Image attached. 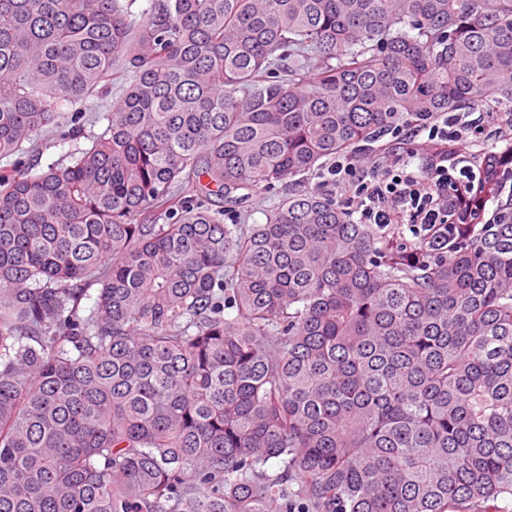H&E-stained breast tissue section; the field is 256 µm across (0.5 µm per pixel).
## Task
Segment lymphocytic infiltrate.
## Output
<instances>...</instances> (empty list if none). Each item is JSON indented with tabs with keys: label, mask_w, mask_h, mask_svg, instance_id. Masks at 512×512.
Returning <instances> with one entry per match:
<instances>
[{
	"label": "lymphocytic infiltrate",
	"mask_w": 512,
	"mask_h": 512,
	"mask_svg": "<svg viewBox=\"0 0 512 512\" xmlns=\"http://www.w3.org/2000/svg\"><path fill=\"white\" fill-rule=\"evenodd\" d=\"M486 140L483 126L443 114L400 129L384 159L338 157L328 169V183L359 223L408 225L411 248L418 252L428 242L423 227L447 235L450 210L469 199L476 179L498 178L512 165V143L489 159L484 171L463 165L471 147Z\"/></svg>",
	"instance_id": "f902f5d3"
}]
</instances>
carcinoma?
I'll use <instances>...</instances> for the list:
<instances>
[{"label": "carcinoma", "mask_w": 512, "mask_h": 512, "mask_svg": "<svg viewBox=\"0 0 512 512\" xmlns=\"http://www.w3.org/2000/svg\"><path fill=\"white\" fill-rule=\"evenodd\" d=\"M488 103L512 0H0V512H506L508 193L417 258L318 185L236 210ZM117 87V85H114L111 92L102 98H89L85 103H64L61 107L65 116L70 115L71 112L79 108H82L83 111L85 108L87 109L86 112H83L82 120L84 124V137L77 141L56 138L50 140L51 138L40 137L43 144L39 146V149H32L30 144L25 143L23 145L24 152H19L10 157V161H17L24 168L36 165L35 170H46L47 167L61 161L68 162V156L76 146L85 148L91 144V139L87 137H96L107 128L108 118L112 113V104L119 99L121 93Z\"/></svg>", "instance_id": "carcinoma-1"}]
</instances>
